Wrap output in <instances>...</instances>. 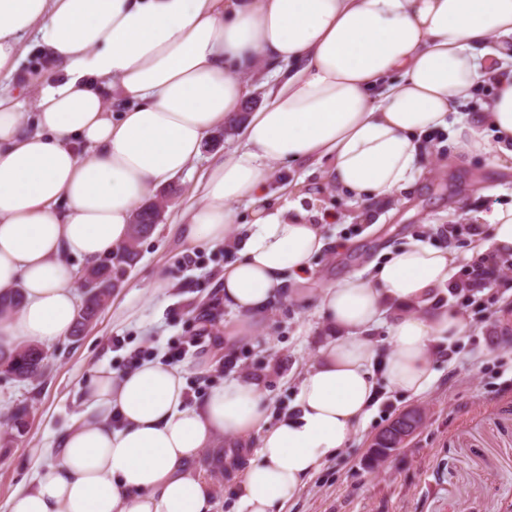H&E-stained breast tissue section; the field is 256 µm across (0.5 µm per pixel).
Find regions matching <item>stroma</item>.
I'll return each instance as SVG.
<instances>
[{
	"label": "stroma",
	"instance_id": "35a3bbf8",
	"mask_svg": "<svg viewBox=\"0 0 512 512\" xmlns=\"http://www.w3.org/2000/svg\"><path fill=\"white\" fill-rule=\"evenodd\" d=\"M52 71L40 48H31L12 75H0V90L42 86ZM429 166L431 176L408 184L393 205L371 209L322 183L323 164L303 165L299 175L316 186L318 209L337 219L324 227L327 246L313 274L280 298L245 342L224 339V325L235 313L224 305L219 276L236 251L186 244L172 211H164L96 324L80 337L45 344L48 369L42 378L29 384L0 374V512H8L20 485L31 483L35 466L52 464L57 440L81 411V391L98 368L121 372L144 360H164L170 348L197 334L204 325L200 316L209 319L204 325L209 335L198 353L181 363L190 399H203L223 385L221 358L231 353L237 375L262 379L273 422L291 408L300 377L329 340L318 312L321 288L364 270L409 236L454 247L453 279L464 280L474 239L465 235L449 243L446 228L478 224V214L490 211L499 198L475 194V186H499L511 194L512 175L490 158L458 163L444 136L434 141ZM478 226L487 233V225ZM436 298L470 323L451 350L436 353V383L420 395L384 393L366 426L307 480L285 512H512V373L502 368L512 360V344L505 340L512 332V270L496 271L475 302L445 288ZM22 401L29 406L28 426L18 437L6 422ZM413 407L425 412L419 431L387 461L370 466L374 438ZM215 455V449H204L194 466L213 482V512H226L242 468L221 470Z\"/></svg>",
	"mask_w": 512,
	"mask_h": 512
}]
</instances>
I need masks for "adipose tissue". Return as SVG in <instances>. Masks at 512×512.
I'll use <instances>...</instances> for the list:
<instances>
[{"label": "adipose tissue", "instance_id": "obj_1", "mask_svg": "<svg viewBox=\"0 0 512 512\" xmlns=\"http://www.w3.org/2000/svg\"><path fill=\"white\" fill-rule=\"evenodd\" d=\"M31 37L56 77L27 101L0 92V291L23 293L0 317L7 347L70 335L81 275L66 257L88 267L109 255L139 203L231 118L237 145L211 157L174 210L186 242L217 245L230 239L235 205L255 207L222 278L238 315L224 334L237 341L326 246L300 203L262 208L277 168L330 159L326 180L379 208L422 174L431 130H447L460 160L512 161V0H0V73L17 69ZM260 69L273 85L250 110ZM487 83L492 95L470 111ZM482 220L478 255H511L512 202ZM455 261L454 250L411 240L324 288L332 338L269 428L259 380L229 378L189 405L181 367L99 369L56 463L9 512H213L192 461L224 437L258 440L232 512H281L365 426L379 385L409 395L432 386L434 345L467 330L434 301ZM383 323L391 350L381 358L372 332Z\"/></svg>", "mask_w": 512, "mask_h": 512}]
</instances>
